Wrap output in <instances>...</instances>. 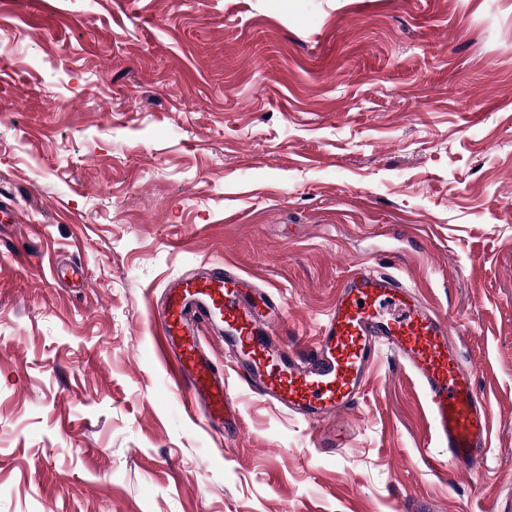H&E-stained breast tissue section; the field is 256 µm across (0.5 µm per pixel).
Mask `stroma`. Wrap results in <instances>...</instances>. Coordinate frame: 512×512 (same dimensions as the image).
Wrapping results in <instances>:
<instances>
[{"label":"stroma","instance_id":"35a3bbf8","mask_svg":"<svg viewBox=\"0 0 512 512\" xmlns=\"http://www.w3.org/2000/svg\"><path fill=\"white\" fill-rule=\"evenodd\" d=\"M228 259L310 350L347 269L448 320L483 468L380 351L321 449L224 381L205 430L149 308ZM512 512V0H0V512Z\"/></svg>","mask_w":512,"mask_h":512}]
</instances>
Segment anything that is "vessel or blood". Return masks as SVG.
Masks as SVG:
<instances>
[{
	"mask_svg": "<svg viewBox=\"0 0 512 512\" xmlns=\"http://www.w3.org/2000/svg\"><path fill=\"white\" fill-rule=\"evenodd\" d=\"M284 316L272 293L228 261L165 283L150 317L154 345L169 378L211 431L223 432L232 403L204 345L207 330L223 337L231 368L249 390L315 425L339 422L356 406L385 348L423 392L429 441L447 449L454 470L484 464L489 403L461 363L447 321L414 287L364 264L350 266L308 355L280 331Z\"/></svg>",
	"mask_w": 512,
	"mask_h": 512,
	"instance_id": "b4317fda",
	"label": "vessel or blood"
}]
</instances>
